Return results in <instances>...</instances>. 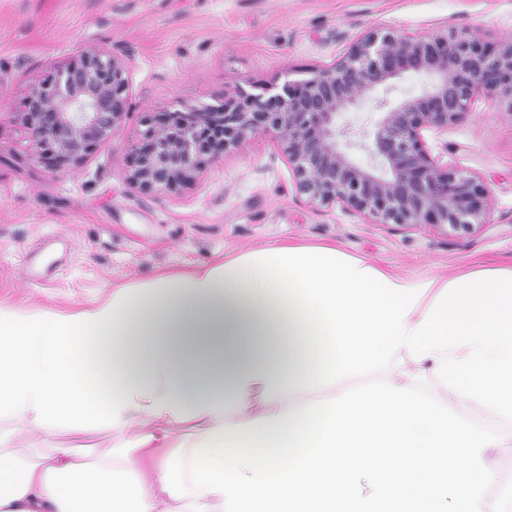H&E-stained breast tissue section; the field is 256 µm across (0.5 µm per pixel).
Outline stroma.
<instances>
[{"label": "stroma", "mask_w": 512, "mask_h": 512, "mask_svg": "<svg viewBox=\"0 0 512 512\" xmlns=\"http://www.w3.org/2000/svg\"><path fill=\"white\" fill-rule=\"evenodd\" d=\"M449 29L497 44L512 40V0H0V302L70 312L114 288L185 272L262 245L336 246L394 275L452 281L512 268V112L475 101L445 130L424 133L432 156L488 185L486 222L470 231L380 224L299 192L280 143L256 134L205 162L195 180L146 194L126 179L142 121L182 104H219L334 63L365 32ZM98 46L129 56L130 114L119 134L77 167L54 168L25 127L24 101L59 67ZM435 397L429 371L401 360L337 383L335 395L392 378ZM12 447L74 448L93 458L110 430L20 433ZM491 512H512V447L490 454Z\"/></svg>", "instance_id": "stroma-1"}]
</instances>
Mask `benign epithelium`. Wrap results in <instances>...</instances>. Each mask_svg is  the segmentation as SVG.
<instances>
[{
	"instance_id": "1",
	"label": "benign epithelium",
	"mask_w": 512,
	"mask_h": 512,
	"mask_svg": "<svg viewBox=\"0 0 512 512\" xmlns=\"http://www.w3.org/2000/svg\"><path fill=\"white\" fill-rule=\"evenodd\" d=\"M127 70L125 57L95 47L33 87L22 113L33 144L69 164L112 139L130 107ZM406 73L426 78L423 93L395 102L375 96L392 91ZM479 98L512 106V42L495 45L453 30H372L336 62L267 100L241 93L218 107L185 104L179 122L169 112L149 116L127 181L143 193L191 183L204 155L205 125L223 132L214 155L250 135L274 133L310 200L337 202L386 224L470 231L485 223L488 187L433 157L423 131L460 121ZM368 100L379 110L371 126L339 124ZM360 150L368 155L364 164L355 159Z\"/></svg>"
}]
</instances>
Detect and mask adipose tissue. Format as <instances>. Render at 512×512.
<instances>
[{
	"mask_svg": "<svg viewBox=\"0 0 512 512\" xmlns=\"http://www.w3.org/2000/svg\"><path fill=\"white\" fill-rule=\"evenodd\" d=\"M395 358L430 370L439 399L512 417V269L408 279L270 245L70 313L0 303V424L117 438L100 465L0 434V512H489L488 453L512 431L397 379L305 400ZM448 414L471 427H493L500 430H512V418L504 416L495 420L488 419L483 412L468 398H461L448 406Z\"/></svg>",
	"mask_w": 512,
	"mask_h": 512,
	"instance_id": "ef3b65f1",
	"label": "adipose tissue"
}]
</instances>
